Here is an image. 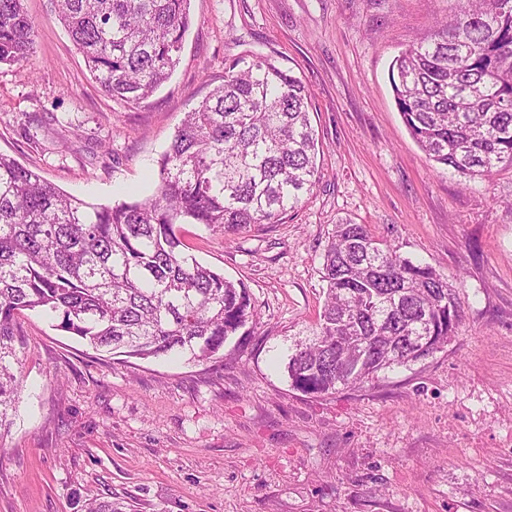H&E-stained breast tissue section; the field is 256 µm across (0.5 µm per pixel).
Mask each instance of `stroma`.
Masks as SVG:
<instances>
[{
	"instance_id": "stroma-1",
	"label": "stroma",
	"mask_w": 512,
	"mask_h": 512,
	"mask_svg": "<svg viewBox=\"0 0 512 512\" xmlns=\"http://www.w3.org/2000/svg\"><path fill=\"white\" fill-rule=\"evenodd\" d=\"M25 4L35 51L0 66V153L65 193L150 198L185 112L241 57L306 83L318 154L280 223L183 227L185 253L242 282L257 313L223 363L126 360L21 316L0 512H512V167L470 181L429 161L389 80L453 0H191L179 65L138 104L93 82L52 0ZM342 222L436 268L462 317L427 359L315 397L285 364L318 321Z\"/></svg>"
}]
</instances>
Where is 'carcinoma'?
Masks as SVG:
<instances>
[{"label": "carcinoma", "instance_id": "1", "mask_svg": "<svg viewBox=\"0 0 512 512\" xmlns=\"http://www.w3.org/2000/svg\"><path fill=\"white\" fill-rule=\"evenodd\" d=\"M53 2L112 98L138 103L171 78L190 0ZM455 2L396 58L390 81L426 157L475 179L512 167V0ZM33 33L24 0H0V64L28 60ZM309 100L304 81L274 61H233L185 113L144 201L90 204L0 153V441L22 389L15 327L25 311L54 316L99 352L224 361L255 308L244 285L185 255L181 226L231 235L296 208L316 173ZM322 279L320 319L286 365L305 394L332 395L423 360L460 322L447 278L364 224L336 225Z\"/></svg>", "mask_w": 512, "mask_h": 512}]
</instances>
